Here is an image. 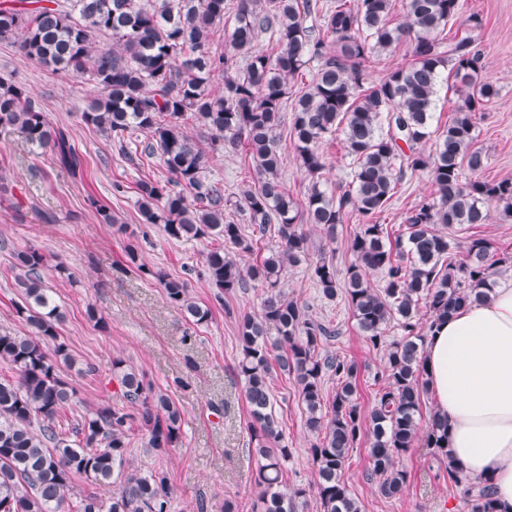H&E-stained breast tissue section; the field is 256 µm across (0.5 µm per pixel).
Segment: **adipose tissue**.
Wrapping results in <instances>:
<instances>
[{
  "label": "adipose tissue",
  "mask_w": 512,
  "mask_h": 512,
  "mask_svg": "<svg viewBox=\"0 0 512 512\" xmlns=\"http://www.w3.org/2000/svg\"><path fill=\"white\" fill-rule=\"evenodd\" d=\"M424 366L453 459L512 512V283L434 326Z\"/></svg>",
  "instance_id": "adipose-tissue-1"
}]
</instances>
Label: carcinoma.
I'll use <instances>...</instances> for the list:
<instances>
[{"instance_id": "obj_1", "label": "carcinoma", "mask_w": 512, "mask_h": 512, "mask_svg": "<svg viewBox=\"0 0 512 512\" xmlns=\"http://www.w3.org/2000/svg\"><path fill=\"white\" fill-rule=\"evenodd\" d=\"M36 7H0V40L19 38L30 60L66 76H88L97 94L81 114L121 144L146 135L148 153L158 152L168 177L142 180L137 207L145 224H159L173 240L210 238L217 247L206 255V275L218 293H234L253 282L265 289L259 313L238 322L236 374L249 408L248 429L255 448L257 512H297L307 496L321 512H361L342 477L350 449L370 429L368 473L385 498L399 495L408 481L398 458L414 447L427 389L423 353L434 324L460 307L489 298L497 265L485 238H473L465 255L454 252L437 224L473 227L491 219L490 207L512 213V180H486L481 151L473 147L472 113L498 94L481 77L482 54L469 36L449 40L443 32L458 14L460 0H404L406 22L391 24L394 0H235L230 48L210 49L213 28L224 20L227 0H34ZM267 33L276 52L255 49ZM109 41L95 43L97 37ZM412 43V62L384 79L369 78L366 62L402 39ZM244 55L243 67L235 57ZM316 72L306 89L288 101V80L310 62ZM450 67L451 89L461 97L453 118L429 152L417 149L432 136L430 121L441 68ZM224 75V93L209 90ZM290 109V136L299 167L315 179L304 208L308 223L334 239L348 216L358 221L348 248L353 261L339 277L333 261L320 258L311 277L323 297L341 296L372 348H385L386 360L374 405L363 414L356 398L358 367L336 353H321L340 335L313 320L281 289L284 271L308 251L309 233L298 223V209L281 181L284 164L278 130ZM192 117L213 146L227 151L247 147L257 182L235 198L206 179V155L185 131ZM0 127L26 143L48 147L58 165L77 177L82 163L68 131L52 126L24 87L0 77ZM342 131L353 176L338 191L320 189L326 169L325 138ZM471 177L463 178L464 170ZM427 172L435 198L415 206L394 236L376 216L390 205L407 173ZM249 215L250 233L224 218L227 208ZM277 225L278 246L247 267L236 258L253 251V238ZM128 261L159 281L167 304L195 324L211 319V309L191 296L185 281L154 271L127 251ZM45 254L30 246L15 252L16 284L22 303L16 313L28 326L19 335L0 330V362L13 376L0 379V512H171L172 485L166 469L171 449L183 435L184 415L167 395L155 391L144 374L123 357L112 360L118 401L87 410L73 427H62L65 406L79 402L62 374L75 359L61 341L64 320L44 280ZM381 274L374 288L369 276ZM426 322H421V316ZM394 326L400 335L386 340ZM294 375L305 405L314 482L284 490L285 464L292 455L273 411L272 373ZM337 389L324 392L325 377ZM422 447L449 458L448 420L433 412ZM153 456L148 474L115 471L128 462L137 443ZM448 485L464 512H506L490 479H472L448 462ZM84 477L99 486L117 485L109 502L96 493H72Z\"/></svg>"}]
</instances>
